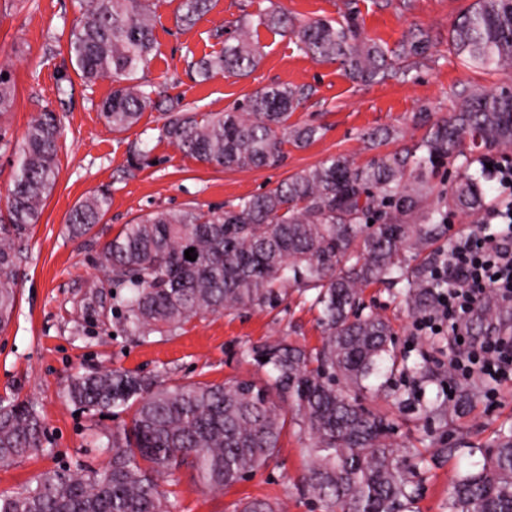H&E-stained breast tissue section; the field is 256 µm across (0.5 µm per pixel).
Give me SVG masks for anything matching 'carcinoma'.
Returning <instances> with one entry per match:
<instances>
[{"label": "carcinoma", "mask_w": 512, "mask_h": 512, "mask_svg": "<svg viewBox=\"0 0 512 512\" xmlns=\"http://www.w3.org/2000/svg\"><path fill=\"white\" fill-rule=\"evenodd\" d=\"M80 19L68 38L75 73L87 83L109 78L116 87L101 104L114 131L135 126L150 104L166 105L160 136L195 160L228 169L272 165L284 145L315 141L321 128L288 124L311 94L298 85L263 89L224 112L183 109L162 85L146 87L137 73L154 46L149 0H77ZM211 0H182L180 20L192 24ZM259 25L289 31L316 61L339 60L346 74L367 82L408 79L426 58L429 39L411 31L393 49L363 36L350 17L295 22L278 6L240 23L233 41L217 55L195 63L197 76L242 75L256 68L261 47L250 30ZM448 50L487 71L512 68V0H473L448 32ZM0 69V118L12 111L15 88ZM449 117L429 123L422 138L404 152L355 166L334 156L292 175L275 189L236 204L153 211L125 224L101 252L113 299L122 308L126 334L143 339L174 333L197 316L275 307L288 288L317 312L318 348L280 339L255 345L243 355L265 370L267 380L230 379L166 383L163 375L123 368L69 378L66 395L87 409L131 414L103 432L110 452L102 470L80 466L50 471L12 494H0V512H175L176 503L158 480L183 468L198 482L220 491L254 476L280 452L287 425L309 436L310 466L302 491L323 512H412L415 481L424 462L418 448L391 440L393 426L363 408L359 396L388 388L408 365L393 344V329L379 312L360 305L361 288L384 281L402 285L412 314L435 312L436 271L442 250L439 229L454 211L484 205L488 172L482 157L460 146L512 148V87L453 92ZM60 121L42 112L29 124L18 169L0 211V331L15 305L14 272L22 245L39 223L43 201L55 184ZM460 160L444 190L430 179L448 160ZM110 206L105 193L76 204L67 219L73 238L86 236ZM193 248L196 260L185 258ZM287 408H281L273 395ZM477 391L460 390L453 407L411 393L397 401L448 423ZM43 447L42 422L29 402L0 400V467ZM233 512H282L276 502L248 499ZM448 512H512V431L482 453L474 469L458 476Z\"/></svg>", "instance_id": "carcinoma-1"}]
</instances>
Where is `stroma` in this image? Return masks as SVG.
<instances>
[{
	"label": "stroma",
	"mask_w": 512,
	"mask_h": 512,
	"mask_svg": "<svg viewBox=\"0 0 512 512\" xmlns=\"http://www.w3.org/2000/svg\"><path fill=\"white\" fill-rule=\"evenodd\" d=\"M471 0H211L210 10L192 24L179 20L181 0H151L155 48L140 82L164 85L171 99L193 112H221L247 96L275 85H305L312 95L291 116L292 122L322 126L321 138L304 148L285 145V157L274 166L232 170L207 165L161 139L162 107L148 106L139 123L116 132L101 114L112 93L111 79L84 85L71 65L67 41L79 20L76 0H0V64L11 72L15 105L0 124L9 145L0 149V208L17 167V152L34 116L52 112L61 121L55 184L43 203L41 219L26 243L15 271L17 302L9 326L0 332V399L32 402L45 426L44 446L10 466L0 467V492L10 493L46 471L75 470L83 463L101 469L108 461L105 439L112 415L79 407L65 387L70 376L105 368L144 375L163 374L168 383H221L233 378L264 380L265 374L243 349L285 339L319 346L315 311L301 305L297 292L276 308L232 311L197 318L183 329L141 339L127 335L121 311L113 303L101 248L123 225L160 209L215 208L274 189L289 176L326 159L344 155L356 165L384 158L411 146L425 128L421 113L447 115L459 84L491 88L512 84V69L488 73L464 66L448 51V31ZM279 5L300 21L325 17L357 18L365 36L395 46L409 31L422 30L433 48L408 81L363 83L345 76L336 62L318 63L301 51L296 37L258 28L254 38L263 56L250 75L218 76L202 82L194 62L221 51L237 33L241 18ZM372 131L387 132L369 143ZM145 142L150 164L129 162L134 142ZM97 190L107 191L111 205L90 234L74 240L66 230L69 212ZM484 209L448 219L441 246L471 235L486 224L492 210L512 192L496 179L485 184ZM364 304L377 305L393 325L398 351L409 362H426L434 381L424 389L431 398L446 388L460 389L466 380L450 371L457 345L435 344L394 286L366 288ZM367 407L392 414L393 439L421 448L426 465L420 474L415 512H446L457 472L471 459L459 444L485 450L501 432L512 430V376L489 382L447 429L428 439L416 408L377 395ZM307 440L286 428L278 456L254 477L218 492L203 490L192 471L163 483L178 512H233L235 503L258 498L279 502L283 512H314L299 490L309 464Z\"/></svg>",
	"instance_id": "stroma-1"
}]
</instances>
